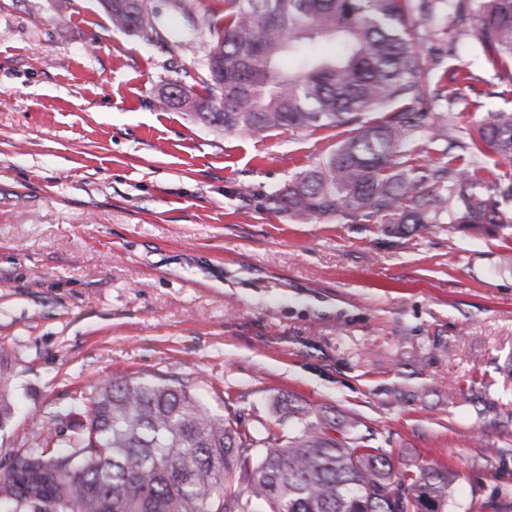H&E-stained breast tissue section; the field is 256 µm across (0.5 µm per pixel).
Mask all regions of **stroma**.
I'll return each mask as SVG.
<instances>
[{"label":"stroma","mask_w":512,"mask_h":512,"mask_svg":"<svg viewBox=\"0 0 512 512\" xmlns=\"http://www.w3.org/2000/svg\"><path fill=\"white\" fill-rule=\"evenodd\" d=\"M194 3L192 28L153 0L148 43L98 0H0V461L37 421L87 424L98 382L163 372L249 427L293 429L290 400L356 416L400 464L455 473L448 512H512V225L399 236L276 209L351 130L227 135L160 109L229 9ZM441 68L478 78L450 136L512 112L511 61L471 38Z\"/></svg>","instance_id":"1"}]
</instances>
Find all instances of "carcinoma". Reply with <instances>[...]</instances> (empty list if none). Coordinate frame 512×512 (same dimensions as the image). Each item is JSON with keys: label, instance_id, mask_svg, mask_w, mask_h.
I'll list each match as a JSON object with an SVG mask.
<instances>
[{"label": "carcinoma", "instance_id": "carcinoma-1", "mask_svg": "<svg viewBox=\"0 0 512 512\" xmlns=\"http://www.w3.org/2000/svg\"><path fill=\"white\" fill-rule=\"evenodd\" d=\"M150 0H99L112 26L160 37ZM223 24L207 23L203 92L180 81L158 102L224 129L268 132L353 127L317 165L275 197L302 221L446 222L480 230L511 224L497 198L512 197L486 164L512 157V112L477 135L448 136L465 72L430 80L440 57L469 37L512 60V0H228ZM452 15L453 35L432 24ZM331 41L337 50L322 51ZM295 59L288 72L281 64ZM381 112L374 122L366 114ZM429 131L435 157L417 141ZM88 424L61 439L35 434L0 468V512H444L446 467L395 471L355 419L285 407L284 434L213 412L194 387L161 374L122 376L93 388Z\"/></svg>", "mask_w": 512, "mask_h": 512}]
</instances>
